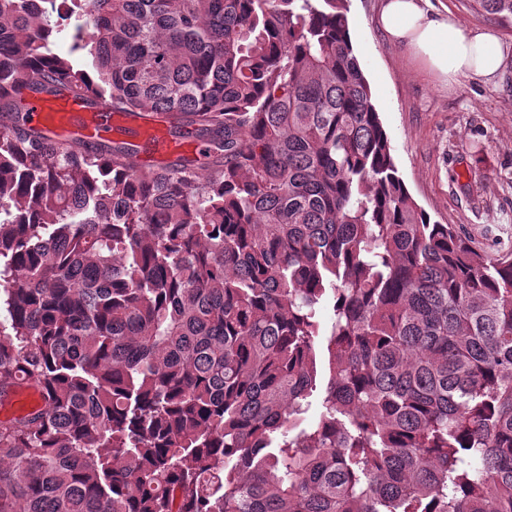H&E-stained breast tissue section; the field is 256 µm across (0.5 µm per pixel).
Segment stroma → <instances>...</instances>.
<instances>
[{"mask_svg":"<svg viewBox=\"0 0 512 512\" xmlns=\"http://www.w3.org/2000/svg\"><path fill=\"white\" fill-rule=\"evenodd\" d=\"M465 29H491L512 45V27L472 0H431ZM383 0H349V33L392 154L409 193L432 221L461 228L476 246L512 248V65L493 82L448 88L380 31Z\"/></svg>","mask_w":512,"mask_h":512,"instance_id":"35a3bbf8","label":"stroma"}]
</instances>
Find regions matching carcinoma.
<instances>
[{
    "instance_id": "1",
    "label": "carcinoma",
    "mask_w": 512,
    "mask_h": 512,
    "mask_svg": "<svg viewBox=\"0 0 512 512\" xmlns=\"http://www.w3.org/2000/svg\"><path fill=\"white\" fill-rule=\"evenodd\" d=\"M346 2L0 0V405L45 400L0 419V512H512V249L414 201ZM26 89L204 162L54 141ZM145 141L150 145L151 155L155 159H163L180 147L170 138L167 128L162 125L154 127Z\"/></svg>"
}]
</instances>
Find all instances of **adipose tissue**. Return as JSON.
<instances>
[{
	"instance_id": "1",
	"label": "adipose tissue",
	"mask_w": 512,
	"mask_h": 512,
	"mask_svg": "<svg viewBox=\"0 0 512 512\" xmlns=\"http://www.w3.org/2000/svg\"><path fill=\"white\" fill-rule=\"evenodd\" d=\"M378 27L450 85L463 77L495 81L512 59L497 33L466 30L452 14L434 11L430 0H384Z\"/></svg>"
}]
</instances>
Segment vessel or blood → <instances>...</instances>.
<instances>
[{
    "label": "vessel or blood",
    "instance_id": "1",
    "mask_svg": "<svg viewBox=\"0 0 512 512\" xmlns=\"http://www.w3.org/2000/svg\"><path fill=\"white\" fill-rule=\"evenodd\" d=\"M23 122L26 126L44 129L60 137L100 142L121 132V114L105 101H89L88 97L60 94L47 98L31 94L24 99ZM147 142L154 158L161 159L177 151L165 126L159 125L149 133Z\"/></svg>",
    "mask_w": 512,
    "mask_h": 512
}]
</instances>
